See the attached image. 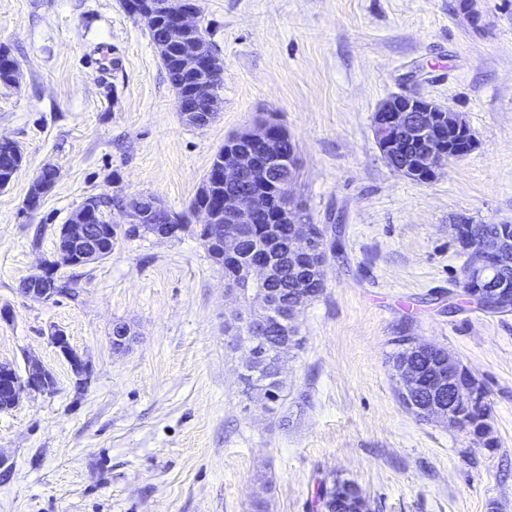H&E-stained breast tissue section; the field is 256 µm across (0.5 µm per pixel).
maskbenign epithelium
<instances>
[{
    "instance_id": "obj_1",
    "label": "benign epithelium",
    "mask_w": 512,
    "mask_h": 512,
    "mask_svg": "<svg viewBox=\"0 0 512 512\" xmlns=\"http://www.w3.org/2000/svg\"><path fill=\"white\" fill-rule=\"evenodd\" d=\"M171 18L164 37L155 45L162 57L172 56L180 71L193 79L191 91L204 105L205 112L196 126L205 127L215 118L219 106L215 83L223 78L224 64L208 40L197 36L200 29L198 0H173ZM157 5L150 0H133L128 10L140 20L152 16ZM276 123L262 120L235 133L225 140L224 164L213 178L206 180L200 191L214 196V202L191 206L190 215L201 219V224L224 221V256L240 262V275L263 286L248 298L244 312L234 314L235 324L230 328L240 337L238 349L244 354L243 363L250 364L266 351L275 312L282 307L277 291L269 285L277 277L282 264L287 263L303 278L325 280V267L330 248L325 240L315 239L306 211L295 201L293 185L297 179V166L292 158L272 140ZM373 133L388 166L401 176L420 182L435 179L448 164L467 156L476 147V140L460 113L429 99L418 92L409 91L385 99L373 117ZM245 180L272 190L280 197L267 238L257 240L251 233L256 223L260 197L253 191H243L237 185ZM224 184V195H214L215 184ZM123 212L126 227L141 231V225L152 224V233L168 239L178 233L170 224L171 216L157 200L147 202L139 197H126L104 203L102 197H92L69 217L62 230L67 237V248L57 253V259L42 263L37 273L21 292L43 302L65 296L68 289L61 287L59 267L87 266L100 260V242L104 234L112 233V209ZM103 214V223L92 224L94 214ZM467 237V249L474 262L466 268L463 284H486L472 290L473 298H491L502 302L512 295V232L501 230L490 233L479 224H466L461 219ZM286 224L288 242L277 239L275 225ZM305 301L288 305L280 321L288 331L280 347L293 339L295 321ZM133 332L126 324L117 323L111 331L112 347L125 348ZM70 366L72 373L84 383L89 367L66 334L56 329L49 336ZM392 376L405 404L422 420H434L450 427H462L463 413L457 403L456 384L468 370L453 355H448V369H439L424 386L418 366L408 360L391 364ZM55 391L52 373L36 358L24 359L23 370L0 363V398L16 407L24 393L51 394Z\"/></svg>"
}]
</instances>
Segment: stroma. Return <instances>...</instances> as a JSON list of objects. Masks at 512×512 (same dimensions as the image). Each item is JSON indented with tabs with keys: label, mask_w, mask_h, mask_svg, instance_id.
I'll return each mask as SVG.
<instances>
[{
	"label": "stroma",
	"mask_w": 512,
	"mask_h": 512,
	"mask_svg": "<svg viewBox=\"0 0 512 512\" xmlns=\"http://www.w3.org/2000/svg\"><path fill=\"white\" fill-rule=\"evenodd\" d=\"M199 0L224 62L219 115L181 123L144 23L123 0H0V45L22 70L0 84V137L24 162L0 188V362L38 359L56 379L0 412V512H322L320 481L355 482L373 512H512V314L462 303L455 226L512 224V0ZM122 64L88 68L100 42ZM460 112L475 149L430 182L393 171L372 132L403 90ZM299 149L293 192L341 250L296 322L301 349L272 409L251 403L224 319V270L190 231L119 241L60 268L76 298L41 302L22 280L55 260L88 198L153 196L187 211L214 154L257 117ZM57 177L36 209L44 166ZM137 336L113 349V324ZM63 330L90 366L78 385L51 344ZM451 351L483 382L496 448L399 403L398 337Z\"/></svg>",
	"instance_id": "35a3bbf8"
}]
</instances>
